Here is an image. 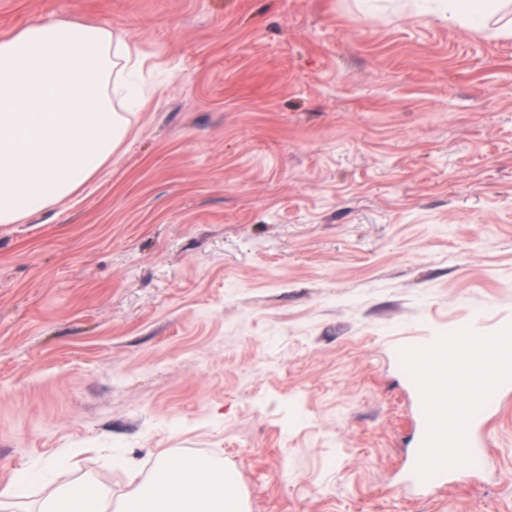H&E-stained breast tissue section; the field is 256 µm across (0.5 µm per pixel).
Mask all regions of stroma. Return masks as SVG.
<instances>
[{
	"instance_id": "stroma-1",
	"label": "stroma",
	"mask_w": 512,
	"mask_h": 512,
	"mask_svg": "<svg viewBox=\"0 0 512 512\" xmlns=\"http://www.w3.org/2000/svg\"><path fill=\"white\" fill-rule=\"evenodd\" d=\"M122 35L146 102L53 218L0 224V483L62 448L120 496L160 452L248 512H512L483 465L408 482L404 364L512 326V39L412 0H0Z\"/></svg>"
}]
</instances>
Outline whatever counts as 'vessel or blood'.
<instances>
[{
  "label": "vessel or blood",
  "instance_id": "obj_1",
  "mask_svg": "<svg viewBox=\"0 0 512 512\" xmlns=\"http://www.w3.org/2000/svg\"><path fill=\"white\" fill-rule=\"evenodd\" d=\"M423 407L429 417L426 433L415 449L411 479L422 489L432 488L447 478L456 459L480 457L482 448L471 428L470 420L440 419L431 398H424Z\"/></svg>",
  "mask_w": 512,
  "mask_h": 512
}]
</instances>
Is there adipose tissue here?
<instances>
[{"label":"adipose tissue","mask_w":512,"mask_h":512,"mask_svg":"<svg viewBox=\"0 0 512 512\" xmlns=\"http://www.w3.org/2000/svg\"><path fill=\"white\" fill-rule=\"evenodd\" d=\"M417 9L451 27L512 37V0H420ZM139 57L122 37L53 15L0 39V224L49 213L110 163L143 92L133 78ZM512 360V338L469 336L452 351L423 352L434 398L456 392L451 408L469 409L480 380ZM75 449L34 464L25 478L0 484V506L50 478ZM39 512H246L234 472L202 455L159 453L151 476L113 500L84 477L55 483Z\"/></svg>","instance_id":"adipose-tissue-1"}]
</instances>
